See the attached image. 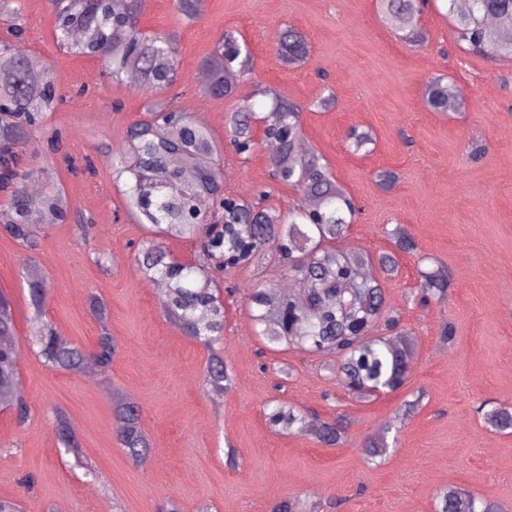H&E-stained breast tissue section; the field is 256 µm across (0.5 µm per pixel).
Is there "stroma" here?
Returning <instances> with one entry per match:
<instances>
[{"label":"stroma","instance_id":"obj_1","mask_svg":"<svg viewBox=\"0 0 512 512\" xmlns=\"http://www.w3.org/2000/svg\"><path fill=\"white\" fill-rule=\"evenodd\" d=\"M16 5L20 50L44 61L63 97L35 144L22 149L31 167L49 173L36 188L62 192L81 221L45 225L33 250L0 231V292L11 304L20 387L31 409L20 426L0 407V497L22 512H167L172 501L183 512H273L285 500L321 512H435L440 491L457 488L512 512V431L494 430L480 412L512 404V60L457 48L445 0L425 8L418 42L395 35L376 0H206L190 20L176 16L173 0H143L141 28L174 35L179 47V80L157 96L112 82L99 58L59 50L49 0ZM288 25L310 49L298 67L275 51ZM227 29L247 43L251 65L236 96L208 98L194 75ZM440 74L464 88L462 111L428 109L425 89ZM330 93L334 104L319 106ZM276 95L302 106L307 148L325 158L358 209L336 248L396 256L397 275L385 277L376 262L371 270L412 342L410 375L398 392L352 398L325 356L260 340L248 292L289 284L271 263L219 276L227 290L219 350L233 385L210 392L208 349L167 319L135 260L148 230L110 163L127 126L157 97L205 119L223 143L225 192L262 197L263 207L285 213L302 197L270 178L266 147L247 155L224 141L228 112L245 99L265 111ZM352 128L371 131L368 149L349 146ZM381 171L395 174L391 186L377 183ZM399 226L415 240V253L396 252L390 233ZM440 265L452 275L447 298L418 303L422 273ZM30 274L45 288L37 308ZM94 298L107 307L106 324L90 313ZM37 309L58 335L88 351L109 331L118 343L111 366L92 377L48 367L32 344ZM448 324L451 342L441 339ZM116 391L140 407L150 443L142 461H131L117 439ZM271 400L351 421L346 442L328 447L310 434L271 429ZM411 400L415 410L404 413ZM60 410L85 466L58 441ZM380 433L388 453L369 459L362 443Z\"/></svg>","mask_w":512,"mask_h":512}]
</instances>
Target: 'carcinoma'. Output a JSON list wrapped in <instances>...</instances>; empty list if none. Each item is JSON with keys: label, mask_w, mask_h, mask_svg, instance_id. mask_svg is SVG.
Masks as SVG:
<instances>
[{"label": "carcinoma", "mask_w": 512, "mask_h": 512, "mask_svg": "<svg viewBox=\"0 0 512 512\" xmlns=\"http://www.w3.org/2000/svg\"><path fill=\"white\" fill-rule=\"evenodd\" d=\"M448 15L457 46L483 55L492 51L498 59H512V0H447ZM383 21L404 39L415 40L421 30L426 0H377ZM55 14V37L69 53L100 57L112 81L121 83L129 69L137 72L139 85L156 93L174 86L178 79L179 48L171 35L152 34L139 26L143 0H50ZM0 22L9 34H22L13 0H0ZM277 53L290 66L309 57L306 38L292 27L279 37ZM250 52L235 32L224 31L201 67L208 82L200 92L208 97H231L237 83L224 76L233 64L244 72ZM60 95L47 70L30 68L14 41L0 36V180L12 185V202L6 232L25 247L37 246L40 225L33 223V209L49 211L56 221L69 220L58 193L32 197L30 181L39 175L22 166L14 146L31 136L43 114L55 108ZM428 107L434 112L463 107L465 93L452 80L437 78L426 88ZM302 108L287 98L273 102L257 117L244 100L225 119L226 137L240 153L254 150L253 125L263 124V139L278 144L270 159L273 180L293 186L316 205L282 214L261 209L252 199L240 198L228 205L224 196L221 144L184 112L151 108L143 120L127 127L123 140L112 147V173L124 181L129 206L139 223L153 226V237L139 252V265L149 279L166 282L161 296L165 314L187 336L213 347L224 331V302L214 273L227 267L248 266L262 259L286 266L288 278L300 291L272 295L270 288H254L248 305L259 335L269 344L336 354V376L355 398L375 393H394L403 388L410 373V344L398 329L399 314L387 307L379 283L358 279L354 268L371 262L368 256H349L331 246L353 223L356 209L347 192L336 182L328 165L314 151L300 153L304 139ZM346 138L359 151L371 144L366 130L353 128ZM395 249L413 253L417 245L401 227L391 233ZM169 237L201 241L203 263L173 257L163 245ZM448 273L436 269L422 275V299L444 300ZM384 324L390 336L377 335ZM40 355L51 368L78 373L89 361L105 369L112 364L117 346L103 332L96 349L86 351L53 330L37 327ZM207 384L220 393L232 384L222 355L211 353L205 371ZM19 374L14 347V321L9 299L0 293V404L15 410L18 421L29 409L18 391ZM118 438L129 459L146 456L149 441L140 425L135 403L114 402ZM269 423L298 432L308 431L306 417L292 406L275 405ZM486 424L499 431L512 428V408L502 404L483 413ZM349 424L338 417L320 422L312 435L326 446L345 441ZM56 432L65 450L82 454L79 438L64 413L57 414ZM435 512H505L494 502L450 488L439 493Z\"/></svg>", "instance_id": "carcinoma-1"}]
</instances>
